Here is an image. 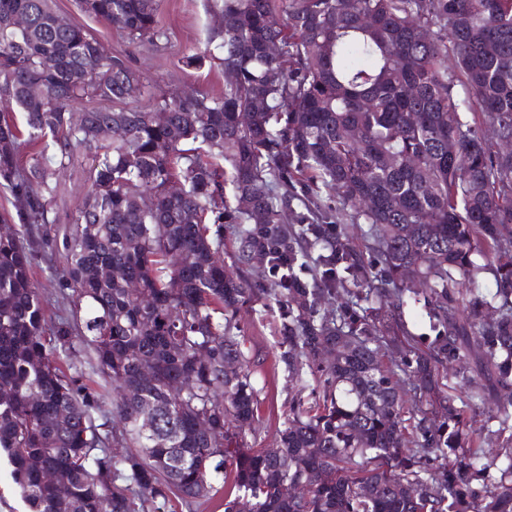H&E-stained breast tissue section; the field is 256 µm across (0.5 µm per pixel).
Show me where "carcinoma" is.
Returning <instances> with one entry per match:
<instances>
[{
	"label": "carcinoma",
	"mask_w": 512,
	"mask_h": 512,
	"mask_svg": "<svg viewBox=\"0 0 512 512\" xmlns=\"http://www.w3.org/2000/svg\"><path fill=\"white\" fill-rule=\"evenodd\" d=\"M79 3L131 42L167 38L161 0ZM217 8L209 42L236 75L224 96L187 85L127 107L148 83L125 57L58 26L49 0H0V186L20 224L0 234V452L29 512H163L221 492L224 512H512V396L474 419L487 393H512V156L485 135L512 137V0ZM23 143L51 155L28 166ZM82 152L95 160L68 243L72 314L48 331L21 227L52 223L56 174ZM343 214L368 225L370 257L342 241ZM226 224L241 225L234 270ZM477 256L497 263L489 300ZM256 258L265 279L244 275ZM415 279L425 350L397 360L380 325H404ZM257 295L288 299L284 359L301 389L315 382L274 448L243 447L260 399L239 312ZM81 346L99 391L69 373ZM465 357L456 407L440 366Z\"/></svg>",
	"instance_id": "1"
}]
</instances>
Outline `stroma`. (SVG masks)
I'll return each instance as SVG.
<instances>
[{
	"instance_id": "stroma-1",
	"label": "stroma",
	"mask_w": 512,
	"mask_h": 512,
	"mask_svg": "<svg viewBox=\"0 0 512 512\" xmlns=\"http://www.w3.org/2000/svg\"><path fill=\"white\" fill-rule=\"evenodd\" d=\"M52 7L65 21L83 26L107 54L125 56L140 67L154 93L191 84L210 96L223 95L224 70L218 61L208 59L193 67L186 64L188 56L202 50L212 32L223 24L216 0H162L159 20L168 40L156 47L129 42L109 24L81 12L75 0H52ZM92 164V155L85 154L59 174L57 194L51 202L52 223L29 225L23 236L31 255L32 280L50 328L69 310L67 234L72 217L83 204ZM286 308V303L268 297L251 299L241 311L242 348L250 360L253 382L261 390L258 419L246 435L253 448L275 447L288 409L298 396L283 360L288 346L280 328Z\"/></svg>"
}]
</instances>
